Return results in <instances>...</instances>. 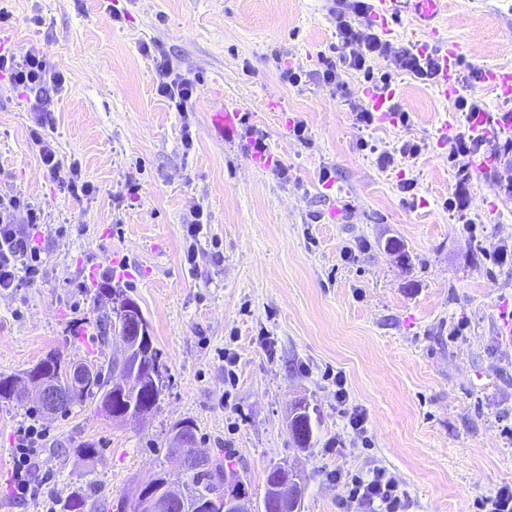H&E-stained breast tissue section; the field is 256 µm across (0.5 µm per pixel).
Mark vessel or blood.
I'll use <instances>...</instances> for the list:
<instances>
[{
  "mask_svg": "<svg viewBox=\"0 0 512 512\" xmlns=\"http://www.w3.org/2000/svg\"><path fill=\"white\" fill-rule=\"evenodd\" d=\"M445 6V0H378L374 19L387 24L389 18L409 12L427 26L433 37L439 38L441 62L440 75L436 80L438 92L444 100H452L458 92L457 66L459 49L455 43L441 40V31L434 23L436 16ZM485 80L504 104L496 119L478 115L471 123V129L481 137H492L512 133V69H490ZM209 127L222 140L233 139L241 120V108L237 101L226 100L209 106Z\"/></svg>",
  "mask_w": 512,
  "mask_h": 512,
  "instance_id": "vessel-or-blood-1",
  "label": "vessel or blood"
}]
</instances>
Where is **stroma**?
Instances as JSON below:
<instances>
[{"label":"stroma","instance_id":"1","mask_svg":"<svg viewBox=\"0 0 512 512\" xmlns=\"http://www.w3.org/2000/svg\"><path fill=\"white\" fill-rule=\"evenodd\" d=\"M439 20L457 44L459 76L512 68V0H447ZM0 41L37 46L65 83L49 111L0 75V193L40 210V278L0 294V375L30 370L48 352L111 359L97 350L95 303L104 282L125 289L147 319L167 366L156 411L121 423L93 405L43 419L33 478L13 488L15 434L32 405L0 399V512H48L71 491L132 499L158 473L175 422L193 421L204 452L227 449L254 507L279 464L307 478L302 512H340L336 468H387L404 512H477L512 485V155L486 140L493 167L473 173L465 213L446 202L458 186L444 123L461 113L426 84L394 74L395 104L411 123L355 122L367 103L354 71L349 97L323 83L336 56L324 0H10ZM195 79L200 104L179 112L157 92V64ZM302 81L284 82L285 69ZM238 101L268 133L270 161L243 138L207 124L206 100ZM308 127L295 139L294 119ZM43 125L64 164L42 165L31 129ZM420 142L383 169L377 154ZM97 186L64 192L71 162ZM331 177L321 181V170ZM412 180L413 189L401 184ZM140 190L128 194V185ZM207 217L197 236L185 221ZM194 263H187V249ZM343 371L364 435L336 404L328 371ZM305 404L314 439L302 449L288 415ZM83 443L98 453H77ZM340 451H333V444Z\"/></svg>","mask_w":512,"mask_h":512}]
</instances>
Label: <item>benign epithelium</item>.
<instances>
[{"label":"benign epithelium","mask_w":512,"mask_h":512,"mask_svg":"<svg viewBox=\"0 0 512 512\" xmlns=\"http://www.w3.org/2000/svg\"><path fill=\"white\" fill-rule=\"evenodd\" d=\"M110 321L109 338L120 342L121 356L112 357V386L128 393L142 388L144 360L149 357L148 345L151 342L150 326L136 309L133 302L122 297L107 298ZM97 370L90 366L76 369V366H61L56 370L41 368L34 379L26 382L30 394L34 396L45 413L56 416L75 404L81 392L96 389ZM170 447L177 458L180 475L185 477L196 472L197 464L205 457L200 451L189 453L190 431L186 424L173 426ZM303 494V481L299 474L284 471L279 481L270 488L267 500L277 507V512H298ZM139 512H186L188 510V490L176 478L166 484L151 486L143 494L136 496ZM224 512H253L249 496L241 487L224 486Z\"/></svg>","instance_id":"1"}]
</instances>
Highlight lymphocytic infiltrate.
<instances>
[{"mask_svg":"<svg viewBox=\"0 0 512 512\" xmlns=\"http://www.w3.org/2000/svg\"><path fill=\"white\" fill-rule=\"evenodd\" d=\"M328 13L336 23L337 61L325 64L322 73L324 83L346 89L344 71L362 73L366 81L380 79L382 85H390L388 75L375 76L370 65L376 58L385 59L392 71L405 72L423 82H435L440 62L435 52H420L411 44L394 45L386 39L379 26L370 22L374 9L372 0H326ZM158 69L164 79L158 92L169 100L177 111H194L198 96L193 80L170 78L171 66L160 61ZM0 73L25 90L34 91L38 108L50 102V92L62 88L64 80L60 72L41 53L30 47L18 52L0 50ZM30 226H38L40 213L29 201L16 195H0V291L16 288L20 278L36 280L42 274V257L39 246L24 234L19 220ZM45 433L37 424L19 428L14 456V489L17 497L35 495L39 487L32 478V468L43 446ZM334 481L342 483L347 495L343 506L347 512H400L402 494L396 477L385 468L375 466L356 473L344 469L333 471Z\"/></svg>","mask_w":512,"mask_h":512,"instance_id":"lymphocytic-infiltrate-1","label":"lymphocytic infiltrate"}]
</instances>
